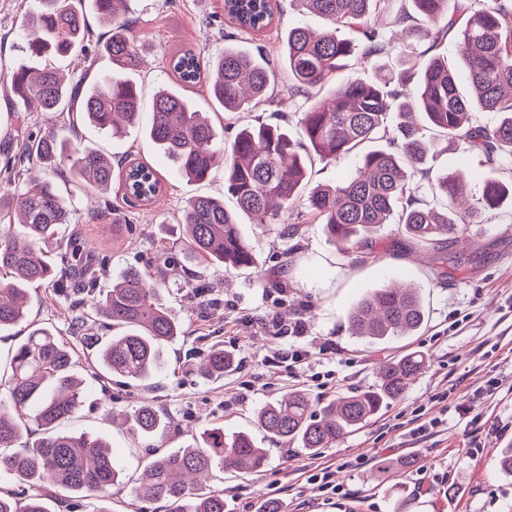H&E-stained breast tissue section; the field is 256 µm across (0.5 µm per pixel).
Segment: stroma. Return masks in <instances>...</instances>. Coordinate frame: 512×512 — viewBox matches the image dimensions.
I'll use <instances>...</instances> for the list:
<instances>
[{
    "label": "stroma",
    "mask_w": 512,
    "mask_h": 512,
    "mask_svg": "<svg viewBox=\"0 0 512 512\" xmlns=\"http://www.w3.org/2000/svg\"><path fill=\"white\" fill-rule=\"evenodd\" d=\"M36 5L37 0H0V70L24 59L23 16ZM279 6L272 30L246 36L236 33L224 0H131L129 18L146 62L129 76L144 102L171 87L175 49L190 47L214 57L228 44L248 51L260 47L277 65L288 29L320 32L327 27L324 19L292 0H279ZM87 21L88 54L69 55L58 67L69 80L91 83L111 73L112 61L96 50L107 36L106 27L92 13ZM185 95L209 114L219 138L229 145L244 126L287 111L288 79L280 77L272 88L270 104L249 112L225 113L201 85ZM151 120V111H143L127 136L114 138L82 123L69 126L52 112L19 111L10 85L0 82V164L7 154L17 153L28 132L51 129L116 160L147 161L162 181L160 195L146 206L124 202L121 187H114L108 201L125 218L114 228L94 217L93 204L67 169L55 174L72 195L73 224L95 252L88 277L103 288L135 266L154 280L161 256L173 257L176 264L168 270L162 296L183 325L182 336L166 348L162 373L141 383L116 376L107 387L91 385L67 430L109 439L119 468L131 480L139 475L148 449L182 447L207 424L257 433L255 412L288 390L327 398L369 389L377 382L379 362L421 352L427 366L404 396L333 447L310 455L296 445L274 443L261 471L219 472L213 486L223 490L233 512H257L258 504L269 499L287 502L288 512H449L453 507L458 512H512V475L494 461L496 449L512 445V201L473 229L470 248L462 257L449 258L444 279L436 276L430 257L410 246L399 225L381 227L377 259L365 262L360 254L342 253L315 222L304 224L294 237L284 235L279 224H244L256 267L227 272L200 262L189 278L179 267L184 246L176 221L190 197L223 195L224 178L186 181L149 139ZM288 251L295 257L293 267L271 277L270 269ZM395 279L417 286L426 310L423 329L382 346L352 335L348 312L364 295ZM201 284L207 290L199 295L195 288ZM68 305L49 285L31 289L26 323L0 331V380L30 327L52 325L66 334ZM275 312L300 323L302 333L285 330L272 338L268 320ZM215 345L233 352L237 365L223 380L206 382L195 365ZM296 350L307 351V359L293 362L289 354ZM490 377L500 381L494 393L474 396V388ZM144 401L153 402L171 422L164 442L112 423L110 411ZM435 417L441 420L438 428L417 433L419 421ZM404 459L411 460V467L385 470V463ZM316 467L333 471L342 496L328 498L309 481ZM421 480L429 493L417 491ZM452 485L458 489L453 497L448 494Z\"/></svg>",
    "instance_id": "stroma-1"
}]
</instances>
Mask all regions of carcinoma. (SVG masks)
Listing matches in <instances>:
<instances>
[{"mask_svg":"<svg viewBox=\"0 0 512 512\" xmlns=\"http://www.w3.org/2000/svg\"><path fill=\"white\" fill-rule=\"evenodd\" d=\"M82 2L40 0L25 20L32 35L30 63L0 71V79L11 83L29 112H53L59 118L79 112L94 128L122 137L141 111L140 96L128 92L135 84L125 76L141 63V48L126 17L127 0H91L99 21L110 27L101 50L112 59L111 74L85 87L38 64L40 58L86 50L88 24L77 7ZM294 2L332 27L321 33L296 27L285 34L288 95L297 101L303 143H296L279 120L245 127L219 166L213 149L217 134L202 113L177 91L161 90L154 98L152 142L191 182L206 181L222 169L224 192L235 203L229 209L222 197L189 199L177 221L185 251L192 260L228 272L256 267L253 245L238 219L244 214L255 224H284L293 236L307 221H317L343 250L365 249L372 256L374 234L394 221L418 249L439 259L437 276L447 275L448 247L468 239L472 225L485 223L499 209L512 194V181L484 180L476 204L461 208L455 206L462 186L455 174L426 186L414 178L427 176V158L441 141L461 147L482 167L512 171V0H411L413 12L397 14L394 22L408 34L419 24L435 26L432 44L420 52L385 40L370 25L371 16L390 0ZM224 10L237 30L255 33L272 27L277 6L272 0H224ZM339 28L352 30L355 38L337 37ZM450 34L466 47V90L448 59L434 54ZM395 52L402 68L379 67L378 82L339 78L354 58L377 62ZM171 65L174 84L205 82L210 99L228 113L266 104L278 79L261 54L235 46L224 47L216 57L182 48ZM476 108L498 113L499 121L492 127L471 123ZM21 149L33 165L22 170L21 181L6 180L14 191L0 199V330L27 319L30 287L49 283L62 293L91 259L67 230L71 203L46 177L47 169L67 160L73 181L92 195L108 188L115 175L125 197L141 203L162 188L148 164L135 160L117 171L100 151L81 149L54 132H30ZM349 153L360 155L361 166L347 180L311 186L308 171L315 159L334 161ZM424 188L444 196L447 205L423 203L418 193ZM49 248L57 250L60 263L46 254ZM71 306L74 342L41 326L12 355L7 395L0 397V478L11 479L20 491L0 490V512H54L66 495L94 501V512H112V490L125 482L111 445L95 435L66 433L61 425L82 405L87 380L103 384L112 375L132 383L148 380L166 368L165 347L182 334L180 318L164 303L158 283L147 281L138 268L124 270L91 300L78 299ZM347 321L353 335L382 344L418 333L425 310L412 287L377 288L351 309ZM93 323L115 334L91 336ZM76 343L95 353L96 366L87 379L75 372ZM234 362V355L218 346L197 369L205 380L217 381ZM425 364L416 353L383 360L375 387L329 400L315 402L302 391L288 392L258 410V425L269 440L315 454L403 395ZM112 418L144 437L169 433L168 419L146 402L114 411ZM34 429L40 437L21 443ZM268 455L250 433L226 434L223 427L209 425L182 448L152 454L132 493L166 503L167 512H229L224 492L209 485L208 476L215 468L255 472Z\"/></svg>","mask_w":512,"mask_h":512,"instance_id":"carcinoma-1","label":"carcinoma"}]
</instances>
